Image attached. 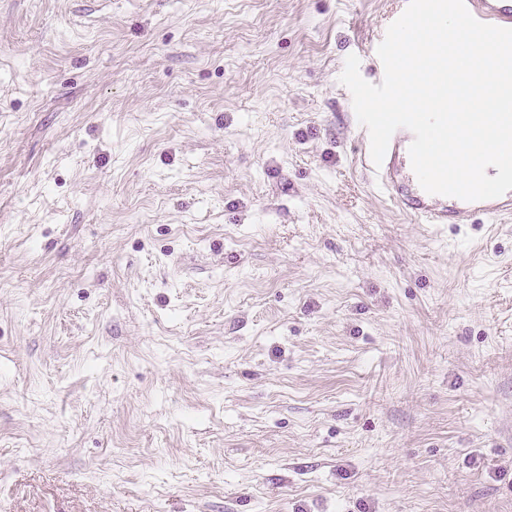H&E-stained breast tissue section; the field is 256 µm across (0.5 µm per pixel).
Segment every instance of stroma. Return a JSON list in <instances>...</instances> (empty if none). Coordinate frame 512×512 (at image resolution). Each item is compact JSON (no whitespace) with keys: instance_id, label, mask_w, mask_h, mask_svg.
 <instances>
[{"instance_id":"35a3bbf8","label":"stroma","mask_w":512,"mask_h":512,"mask_svg":"<svg viewBox=\"0 0 512 512\" xmlns=\"http://www.w3.org/2000/svg\"><path fill=\"white\" fill-rule=\"evenodd\" d=\"M395 8L0 0V512H512V221L339 81ZM363 128L362 163L376 176L390 200L404 215L425 224H472L477 215L489 219L505 214L512 217V191L493 199L464 201L423 190L411 166L409 147L413 134L408 129L401 128L393 134L381 166L376 167L371 158L369 133ZM448 199L453 203L450 209Z\"/></svg>"}]
</instances>
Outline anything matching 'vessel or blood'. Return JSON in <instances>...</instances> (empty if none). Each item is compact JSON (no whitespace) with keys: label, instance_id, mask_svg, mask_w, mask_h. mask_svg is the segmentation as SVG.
<instances>
[{"label":"vessel or blood","instance_id":"1","mask_svg":"<svg viewBox=\"0 0 512 512\" xmlns=\"http://www.w3.org/2000/svg\"><path fill=\"white\" fill-rule=\"evenodd\" d=\"M469 12L479 21L512 28V0H465ZM413 134L405 128L392 136L382 164H374L369 145H362L360 155L366 168L387 190L390 200L404 215L427 224H470L476 216L493 219L512 216V191L482 201L450 200L427 193L412 169L409 147Z\"/></svg>","mask_w":512,"mask_h":512}]
</instances>
